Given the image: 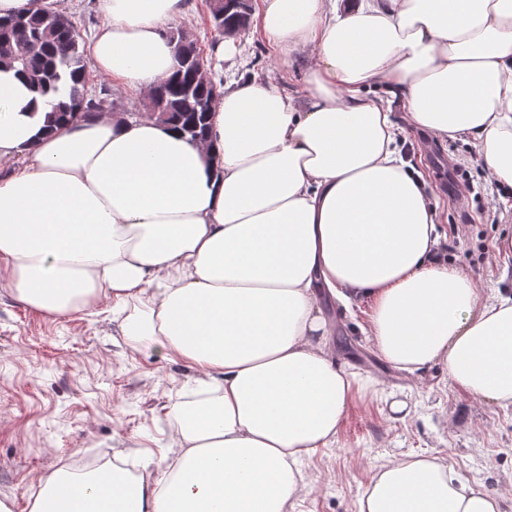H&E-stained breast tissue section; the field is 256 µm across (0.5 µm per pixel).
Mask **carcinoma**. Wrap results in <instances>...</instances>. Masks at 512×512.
Returning <instances> with one entry per match:
<instances>
[{
    "instance_id": "carcinoma-1",
    "label": "carcinoma",
    "mask_w": 512,
    "mask_h": 512,
    "mask_svg": "<svg viewBox=\"0 0 512 512\" xmlns=\"http://www.w3.org/2000/svg\"><path fill=\"white\" fill-rule=\"evenodd\" d=\"M209 19L216 30L245 29L251 13L236 9L224 13V0H207ZM170 41L185 42L178 55L174 73L160 82L145 97L143 107L149 117L174 124L191 141L203 138L209 110L200 103L213 94L212 81L196 77V68L203 59L197 43L182 32H170ZM13 66L28 79L34 92L46 97L66 87L71 104L56 113L62 123L89 120L113 107L109 87L87 89L90 61L84 41L74 30L64 12L43 9L30 16L9 20L0 18V65Z\"/></svg>"
}]
</instances>
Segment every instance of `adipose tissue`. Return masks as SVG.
<instances>
[{"label": "adipose tissue", "instance_id": "ef3b65f1", "mask_svg": "<svg viewBox=\"0 0 512 512\" xmlns=\"http://www.w3.org/2000/svg\"><path fill=\"white\" fill-rule=\"evenodd\" d=\"M261 0L281 54L309 50L307 102L230 82L205 142L142 117L53 121L0 66V279L47 315L112 305L124 343L193 369L170 394L171 457L153 475L123 451L88 474L61 467L30 512H294L302 458L331 446L354 383L325 315L367 300L370 342L394 369L442 363L477 400L512 406V295L484 300L438 259V213L404 170L399 131L466 137L512 190V0ZM87 46L119 86L176 68L168 24L188 0H98ZM358 512H504L439 456L378 468Z\"/></svg>", "mask_w": 512, "mask_h": 512}]
</instances>
